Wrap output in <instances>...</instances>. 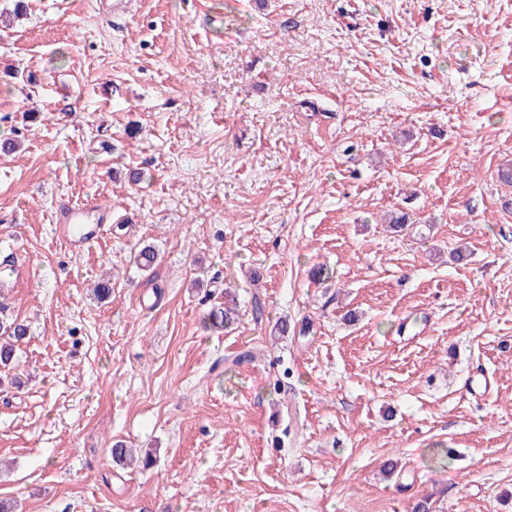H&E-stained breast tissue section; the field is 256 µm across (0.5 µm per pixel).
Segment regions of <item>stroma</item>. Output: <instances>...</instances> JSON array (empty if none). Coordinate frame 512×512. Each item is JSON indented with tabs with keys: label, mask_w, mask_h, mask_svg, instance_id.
<instances>
[{
	"label": "stroma",
	"mask_w": 512,
	"mask_h": 512,
	"mask_svg": "<svg viewBox=\"0 0 512 512\" xmlns=\"http://www.w3.org/2000/svg\"><path fill=\"white\" fill-rule=\"evenodd\" d=\"M27 3L0 22V272L27 269L0 319L29 327L0 500L512 512V0ZM65 206L112 222L74 249Z\"/></svg>",
	"instance_id": "1"
}]
</instances>
